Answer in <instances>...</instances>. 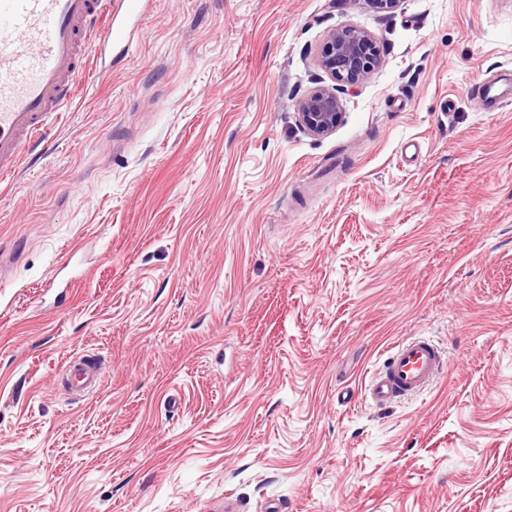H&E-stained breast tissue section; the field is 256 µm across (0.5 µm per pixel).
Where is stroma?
Masks as SVG:
<instances>
[{
    "label": "stroma",
    "mask_w": 512,
    "mask_h": 512,
    "mask_svg": "<svg viewBox=\"0 0 512 512\" xmlns=\"http://www.w3.org/2000/svg\"><path fill=\"white\" fill-rule=\"evenodd\" d=\"M341 26L380 65L314 137ZM506 70L512 0H153L0 181V512H512ZM411 336L445 372L374 407ZM297 121L311 136H326L343 121L341 103L336 89L320 88L303 96L296 103ZM99 371L96 364L82 360H74L69 365V380L71 387L80 393H85L98 381Z\"/></svg>",
    "instance_id": "obj_1"
}]
</instances>
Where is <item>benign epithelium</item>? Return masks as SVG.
<instances>
[{"mask_svg": "<svg viewBox=\"0 0 512 512\" xmlns=\"http://www.w3.org/2000/svg\"><path fill=\"white\" fill-rule=\"evenodd\" d=\"M321 68L343 87L365 81L379 64L375 38L354 27L331 28L326 32L319 60ZM297 121L308 134L326 136L343 121L341 103L335 90L320 88L296 103Z\"/></svg>", "mask_w": 512, "mask_h": 512, "instance_id": "obj_1", "label": "benign epithelium"}]
</instances>
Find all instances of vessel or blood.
I'll list each match as a JSON object with an SVG mask.
<instances>
[{
  "label": "vessel or blood",
  "instance_id": "vessel-or-blood-1",
  "mask_svg": "<svg viewBox=\"0 0 512 512\" xmlns=\"http://www.w3.org/2000/svg\"><path fill=\"white\" fill-rule=\"evenodd\" d=\"M144 0H0V178L13 175L24 152L39 145L57 112L77 95L87 57L112 68L114 45L131 41ZM440 348L424 338L396 345L365 387L374 406L425 391L440 374ZM95 364L69 365L72 388L98 381Z\"/></svg>",
  "mask_w": 512,
  "mask_h": 512
}]
</instances>
